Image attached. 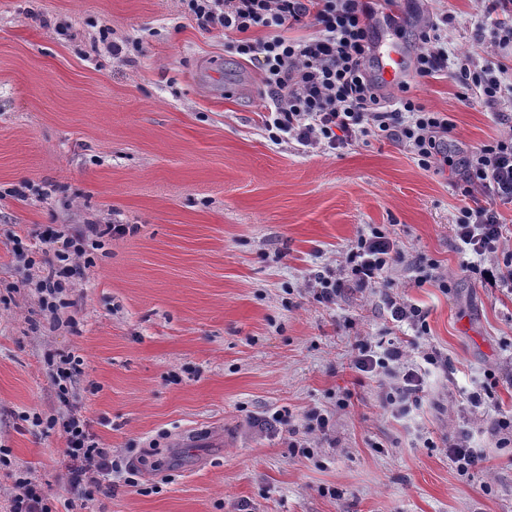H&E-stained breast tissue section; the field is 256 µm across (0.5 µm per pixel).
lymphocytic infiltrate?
Segmentation results:
<instances>
[{
    "mask_svg": "<svg viewBox=\"0 0 512 512\" xmlns=\"http://www.w3.org/2000/svg\"><path fill=\"white\" fill-rule=\"evenodd\" d=\"M201 29H221L240 57L255 65L269 100L264 117L273 140H295L307 148L336 149L368 137H383L403 147L418 166L439 169L450 162L447 114L427 110L409 96H387L369 70L370 21L376 0H182ZM312 17L314 35L288 38L290 24ZM254 28L266 36L250 37ZM448 17L436 15L420 35L423 50L415 58L418 77H436L448 69L443 33ZM503 64L486 62L461 68L463 81L478 90L482 102L498 109L501 124H512V82L502 80ZM463 192L473 204L464 208L455 235L469 253L461 269L481 284L512 292V254L482 265L503 237L499 205L512 204V133L475 148L461 162ZM405 256L388 232H360L347 249L339 273L320 276L313 288L321 303L335 302L346 285L364 290L384 283ZM406 351L394 340L356 341L354 366L393 380L388 405L405 410L417 402L423 378L405 364ZM66 447L69 512H91L95 494L111 487L119 465L100 447L91 423L75 411L58 420Z\"/></svg>",
    "mask_w": 512,
    "mask_h": 512,
    "instance_id": "lymphocytic-infiltrate-1",
    "label": "lymphocytic infiltrate"
}]
</instances>
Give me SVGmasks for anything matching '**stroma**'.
<instances>
[{"instance_id": "stroma-1", "label": "stroma", "mask_w": 512, "mask_h": 512, "mask_svg": "<svg viewBox=\"0 0 512 512\" xmlns=\"http://www.w3.org/2000/svg\"><path fill=\"white\" fill-rule=\"evenodd\" d=\"M396 5L408 59L441 10L450 62L498 60L488 0ZM104 29L121 53L101 43ZM406 80L410 97L451 117L454 161L507 133L481 101L459 103L458 77ZM266 105L258 69L181 0H0V448L11 460L0 512L24 471L66 512L65 440L43 421L59 412L45 359L67 353L85 362L83 415L123 460L94 512H512V444L490 431L512 417V294L461 270L459 169L423 170L382 137L276 143ZM115 218L131 230L80 257L71 307L41 311L36 283L54 258L43 231ZM371 226L405 264L382 287L317 302L311 285ZM420 253L449 289L417 285ZM390 293L422 311L428 336L392 323ZM379 336L408 344V366L424 371L408 413L353 366L354 340ZM428 346L447 370L424 364ZM491 374L493 399L471 407ZM314 409L333 432L307 434L308 455L294 453L288 431L305 432ZM279 410L289 424L273 421ZM461 435L486 454L468 476L448 458ZM149 447L158 468L137 461Z\"/></svg>"}]
</instances>
